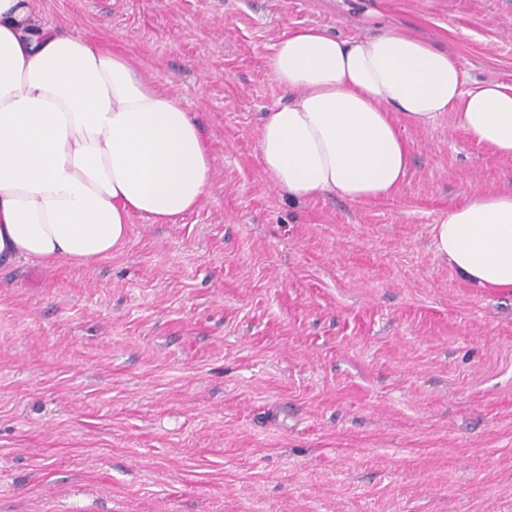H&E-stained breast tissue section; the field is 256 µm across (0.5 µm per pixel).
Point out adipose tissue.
<instances>
[{
  "instance_id": "1",
  "label": "adipose tissue",
  "mask_w": 512,
  "mask_h": 512,
  "mask_svg": "<svg viewBox=\"0 0 512 512\" xmlns=\"http://www.w3.org/2000/svg\"><path fill=\"white\" fill-rule=\"evenodd\" d=\"M267 67L287 93L257 128L265 180L295 198L394 196L418 128L457 126L512 157V84L466 83L450 52L399 28L342 39L288 30ZM213 176L181 99L30 0H0V264L89 265L111 257L139 214L173 224ZM434 251L470 284L512 294V193L468 198L432 227Z\"/></svg>"
}]
</instances>
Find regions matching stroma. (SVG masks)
Segmentation results:
<instances>
[{
    "mask_svg": "<svg viewBox=\"0 0 512 512\" xmlns=\"http://www.w3.org/2000/svg\"><path fill=\"white\" fill-rule=\"evenodd\" d=\"M31 4L175 92L213 177L111 258L0 267V512H512V295L431 246L512 157L447 113L404 128L395 197L296 199L255 134L289 29L398 26L512 83V0Z\"/></svg>",
    "mask_w": 512,
    "mask_h": 512,
    "instance_id": "obj_1",
    "label": "stroma"
}]
</instances>
